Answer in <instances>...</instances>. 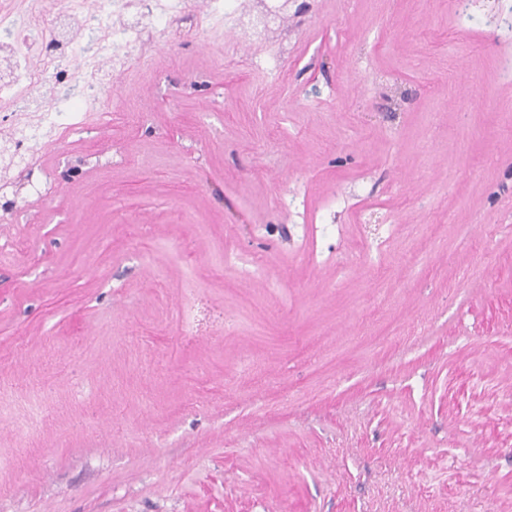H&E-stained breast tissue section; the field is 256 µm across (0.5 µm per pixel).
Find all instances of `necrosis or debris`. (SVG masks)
<instances>
[{"label": "necrosis or debris", "mask_w": 512, "mask_h": 512, "mask_svg": "<svg viewBox=\"0 0 512 512\" xmlns=\"http://www.w3.org/2000/svg\"><path fill=\"white\" fill-rule=\"evenodd\" d=\"M127 4L128 0H97L91 17L101 38L92 55L68 28L69 22L82 13V0H58L52 8L45 6L43 0H21L16 7L1 10L0 30L13 31L14 36L0 42V58L7 57L13 62L10 76L0 81V108H16L20 100L40 86L55 83L68 74L78 61L86 67L84 87L93 94L110 85L102 60L112 61L120 68L139 65V58L131 53L141 34L138 22L116 20ZM82 124L83 110L77 104L43 106L33 120L17 123L14 149L24 160L35 159L45 133L63 139Z\"/></svg>", "instance_id": "obj_1"}]
</instances>
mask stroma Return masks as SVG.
<instances>
[{
  "instance_id": "35a3bbf8",
  "label": "stroma",
  "mask_w": 512,
  "mask_h": 512,
  "mask_svg": "<svg viewBox=\"0 0 512 512\" xmlns=\"http://www.w3.org/2000/svg\"><path fill=\"white\" fill-rule=\"evenodd\" d=\"M185 2L0 187V512H512V0Z\"/></svg>"
}]
</instances>
